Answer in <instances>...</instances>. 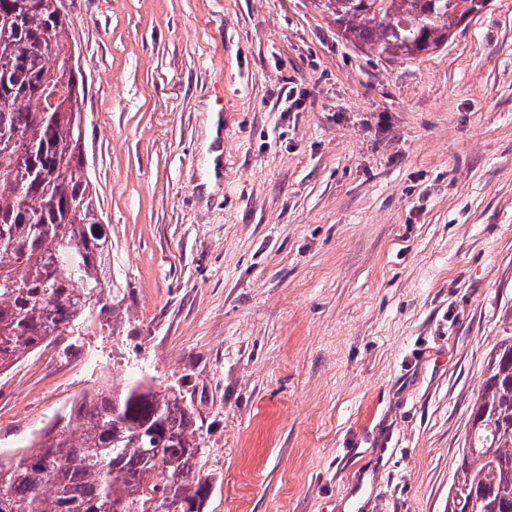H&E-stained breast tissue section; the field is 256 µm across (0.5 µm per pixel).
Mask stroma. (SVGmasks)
Returning <instances> with one entry per match:
<instances>
[{"mask_svg":"<svg viewBox=\"0 0 512 512\" xmlns=\"http://www.w3.org/2000/svg\"><path fill=\"white\" fill-rule=\"evenodd\" d=\"M65 10L112 305L0 372V456L144 380L195 411L204 512H448L512 335V0L407 61L313 0Z\"/></svg>","mask_w":512,"mask_h":512,"instance_id":"stroma-1","label":"stroma"}]
</instances>
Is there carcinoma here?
Returning a JSON list of instances; mask_svg holds the SVG:
<instances>
[{
  "instance_id": "carcinoma-1",
  "label": "carcinoma",
  "mask_w": 512,
  "mask_h": 512,
  "mask_svg": "<svg viewBox=\"0 0 512 512\" xmlns=\"http://www.w3.org/2000/svg\"><path fill=\"white\" fill-rule=\"evenodd\" d=\"M346 40L397 59L448 45L485 0H316ZM59 0H0V371L109 307L112 241L82 157L84 83L64 77ZM448 512H512V336L490 350ZM31 450L0 458V512H204L197 419L180 390L85 394ZM168 447L161 464L142 449Z\"/></svg>"
}]
</instances>
